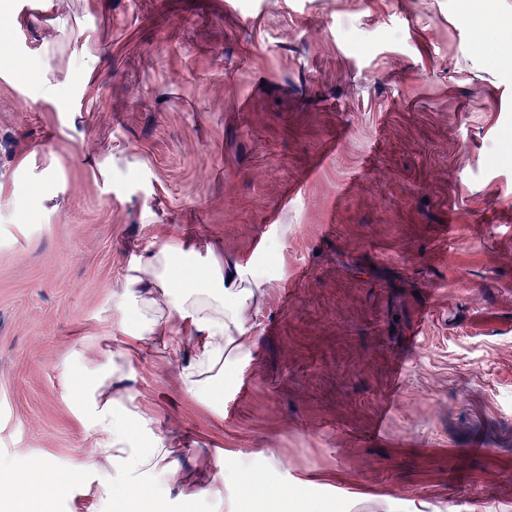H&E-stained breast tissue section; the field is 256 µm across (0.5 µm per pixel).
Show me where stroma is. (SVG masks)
Returning <instances> with one entry per match:
<instances>
[{
    "instance_id": "stroma-1",
    "label": "stroma",
    "mask_w": 512,
    "mask_h": 512,
    "mask_svg": "<svg viewBox=\"0 0 512 512\" xmlns=\"http://www.w3.org/2000/svg\"><path fill=\"white\" fill-rule=\"evenodd\" d=\"M6 2L0 512H512V0ZM160 231L279 272L212 401L111 338ZM93 348L178 466L46 496Z\"/></svg>"
}]
</instances>
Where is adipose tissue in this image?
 I'll return each instance as SVG.
<instances>
[{
    "mask_svg": "<svg viewBox=\"0 0 512 512\" xmlns=\"http://www.w3.org/2000/svg\"><path fill=\"white\" fill-rule=\"evenodd\" d=\"M275 278L266 263L223 269L189 243L156 236L124 279L113 339L129 350L187 353L180 374L184 388L214 396L225 367L247 356V311L256 292ZM85 394L95 433L88 471L102 477L117 466L130 474L166 475L176 467L178 447L123 410L111 383L95 380Z\"/></svg>",
    "mask_w": 512,
    "mask_h": 512,
    "instance_id": "adipose-tissue-1",
    "label": "adipose tissue"
}]
</instances>
